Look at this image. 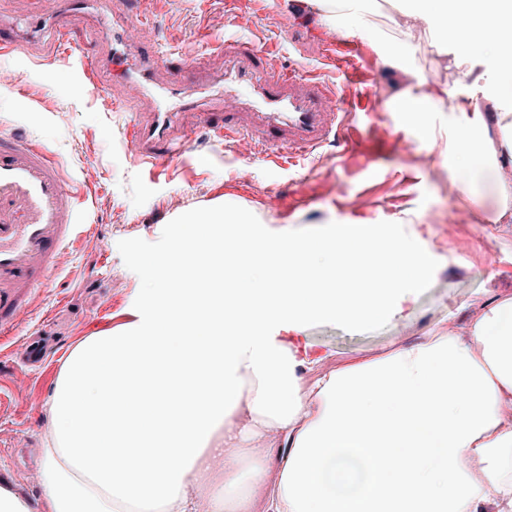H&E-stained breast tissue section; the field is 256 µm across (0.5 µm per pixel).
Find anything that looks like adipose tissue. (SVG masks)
<instances>
[{
    "instance_id": "1",
    "label": "adipose tissue",
    "mask_w": 512,
    "mask_h": 512,
    "mask_svg": "<svg viewBox=\"0 0 512 512\" xmlns=\"http://www.w3.org/2000/svg\"><path fill=\"white\" fill-rule=\"evenodd\" d=\"M409 17L470 71V93L417 79L390 101L412 128L454 98L448 145L459 170L483 172L476 133L498 134L512 166V113L473 107L491 90L512 102L505 0H411ZM232 253L175 251L181 287L163 283L154 320L95 333L70 353L49 404L43 498L0 484V512H512V296L477 300L461 329L305 378L295 338L266 333L317 315L370 323L397 312L432 274L421 237L368 224L325 236L330 268L308 239L267 243L246 215ZM262 285L246 287L254 271ZM179 337L171 346L170 337Z\"/></svg>"
}]
</instances>
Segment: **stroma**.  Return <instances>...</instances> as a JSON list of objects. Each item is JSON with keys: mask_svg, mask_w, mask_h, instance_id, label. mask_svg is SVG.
Returning <instances> with one entry per match:
<instances>
[{"mask_svg": "<svg viewBox=\"0 0 512 512\" xmlns=\"http://www.w3.org/2000/svg\"><path fill=\"white\" fill-rule=\"evenodd\" d=\"M400 0H367L368 38L348 59L330 52L325 29L310 10L288 11L282 0H154L152 32L135 55L152 56L158 44L182 49L223 70L218 44L245 41L269 51L278 67L295 72L296 90L308 82L337 99L335 134L310 151L280 157L264 150L249 159L233 140L194 127L187 150L152 166L132 161L123 147L124 129L147 121L152 105L141 101L113 110L119 87L95 93L66 52L53 57L28 47L0 55L14 72L0 86V135L19 136L45 148L66 184L87 195L82 230H93L103 253L71 249L28 297L27 323L0 332V481L20 494L43 493L39 455L47 441V404L74 346L94 332L120 328L153 315V287L177 245L205 246L211 233L233 238L230 219L247 214L269 238H301L335 224L393 225L420 232L432 244L433 274L427 285L402 302L396 314L370 324L319 316L300 330L312 356L330 368L360 354L422 341L435 328L462 322L472 299L512 295V223L500 224L493 178L471 181L453 171L446 137L429 140L411 128L405 113L378 111L407 84L405 72L386 64L380 47L405 46L409 69L465 88L461 73L445 70L452 50L431 29L405 36L392 22ZM408 69V70H409ZM249 167L250 180L238 177ZM368 199L356 214V197ZM467 223H449L453 211ZM224 213L227 221L194 223V216ZM452 224L443 236L444 224ZM48 339L41 365L21 362L31 337Z\"/></svg>", "mask_w": 512, "mask_h": 512, "instance_id": "obj_1", "label": "stroma"}]
</instances>
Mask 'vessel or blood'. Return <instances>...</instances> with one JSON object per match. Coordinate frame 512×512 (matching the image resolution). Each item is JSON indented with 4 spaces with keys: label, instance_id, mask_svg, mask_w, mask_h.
Listing matches in <instances>:
<instances>
[{
    "label": "vessel or blood",
    "instance_id": "obj_1",
    "mask_svg": "<svg viewBox=\"0 0 512 512\" xmlns=\"http://www.w3.org/2000/svg\"><path fill=\"white\" fill-rule=\"evenodd\" d=\"M24 19L34 30H47L51 45L72 52L92 91H99V74L111 69L130 97L154 100L150 124L131 123L124 139L138 161L174 159L185 150V138L171 135L174 114L167 103L188 106L193 94H207L210 85L176 90L160 84L152 67L130 59L149 26L148 9L138 19L113 17L84 34L71 18L88 11H108L112 0H28ZM245 65L225 66L224 92L218 109L204 120L215 135L237 137L254 149L284 143L301 150L327 139L336 99L326 88L312 87L308 96L287 93L296 75L275 68L266 50L239 45ZM86 200L68 188L53 160L38 144L18 138L0 141V326H18L29 317L27 297L42 284L81 222Z\"/></svg>",
    "mask_w": 512,
    "mask_h": 512
}]
</instances>
